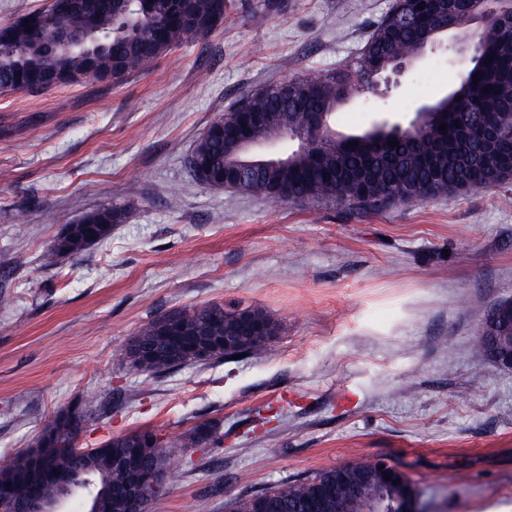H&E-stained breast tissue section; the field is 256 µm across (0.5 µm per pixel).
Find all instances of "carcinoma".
I'll list each match as a JSON object with an SVG mask.
<instances>
[{
	"mask_svg": "<svg viewBox=\"0 0 512 512\" xmlns=\"http://www.w3.org/2000/svg\"><path fill=\"white\" fill-rule=\"evenodd\" d=\"M197 21V32L207 37L224 22L217 13L216 0H100L97 14L87 19L71 10L66 0H49L45 6L0 25V93L40 92L43 77L67 71L74 80L112 73V82L120 83L129 75L147 69L186 41L188 30L179 21L185 10ZM93 27L94 42L86 53L55 51L60 29L81 30ZM456 40L466 44L478 38L468 27L465 13L456 16ZM422 33L399 24L385 13L374 24L357 57L343 70L330 69L299 81L288 93L280 92L282 83L268 85L243 97L222 115L224 124L213 127L201 137L189 164L199 161V180L220 187L224 168L236 165L235 156L224 139V127L240 121L241 112H260L283 126L284 143L294 135H316L318 154L311 156L295 148L285 150L286 166L256 167L246 173L245 192L282 204L288 202L329 201L340 205L377 207L386 203H415L447 193H471L488 190L512 179V29L481 38V51L473 66L462 76L456 91L431 105L426 121L412 120L400 129L378 124L356 135H343L331 127L333 111L350 98L365 92L376 75L390 69L397 58H412L422 48ZM478 81H473L472 76ZM478 110L495 129L506 134L499 151H485L477 131L461 132L456 124L471 120V113L459 111L457 98ZM324 114L325 130L313 133L308 113ZM445 130H440L441 125ZM397 145H391V142ZM357 146H351V143ZM127 219L121 207H103L85 214L80 224L68 225L48 252L78 255L104 241L112 225ZM248 318L264 327L265 338L275 333L274 323L260 309L226 310L222 304L178 309L162 315L142 328L122 350L131 365L153 374L172 368L204 362L191 354L172 357L156 346V338L167 329L171 319L193 332L216 337L209 358H221L249 352L260 342L237 341L242 320ZM96 409L91 397H78L56 412L30 448L17 451L0 466V483H10L18 494L27 490L26 476L32 457L51 470L70 472L73 456L60 452L74 448L80 434ZM224 432L212 423H203L178 435H162L151 429H137L110 437L90 452L81 453L78 471L82 502L112 493V487L125 484L127 473L117 458L129 448L141 449L150 466L164 473L165 484L174 485L183 478L175 461L186 448H219ZM367 467L356 462L343 470L322 471L311 478L275 485L261 494L242 498L233 512H273L271 505H284L291 512H307L321 489L336 483L340 474L354 475Z\"/></svg>",
	"mask_w": 512,
	"mask_h": 512,
	"instance_id": "1",
	"label": "carcinoma"
}]
</instances>
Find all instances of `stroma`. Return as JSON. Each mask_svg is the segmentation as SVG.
I'll list each match as a JSON object with an SVG mask.
<instances>
[{
  "label": "stroma",
  "mask_w": 512,
  "mask_h": 512,
  "mask_svg": "<svg viewBox=\"0 0 512 512\" xmlns=\"http://www.w3.org/2000/svg\"><path fill=\"white\" fill-rule=\"evenodd\" d=\"M225 2L214 33L121 83L0 94V461L90 395L84 448L223 424L222 447L187 449L167 512H231L358 461L404 472L422 512H512V369L475 355L487 311L512 299V181L380 210L201 183L188 158L214 119L350 63L392 0ZM455 41L337 108L336 130L405 124L448 94ZM110 206L127 219L106 240L43 263L65 225ZM213 303L262 309L278 332L160 375L122 358L164 312Z\"/></svg>",
  "instance_id": "35a3bbf8"
}]
</instances>
